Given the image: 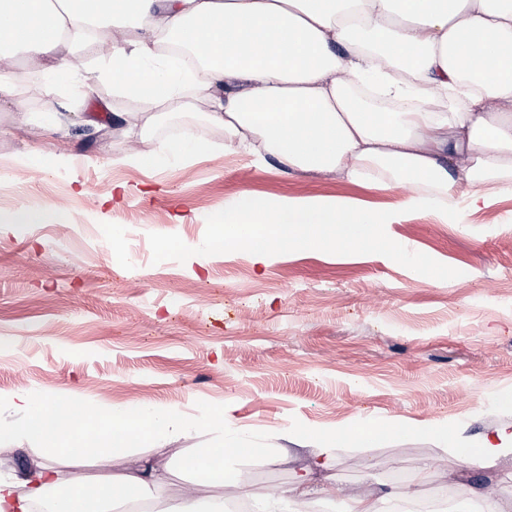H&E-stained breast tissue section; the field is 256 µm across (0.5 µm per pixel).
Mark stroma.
Masks as SVG:
<instances>
[{
  "mask_svg": "<svg viewBox=\"0 0 512 512\" xmlns=\"http://www.w3.org/2000/svg\"><path fill=\"white\" fill-rule=\"evenodd\" d=\"M56 62L78 83L59 89L53 131L40 121L47 97L0 107V212L59 211L49 224L0 226V397L12 412L32 392L188 416L200 400L229 406L239 431L270 434L279 452L273 463L231 462L251 485L250 512L326 455L342 493L318 498L323 512H347L350 496L373 486L409 499L426 460L421 499L464 485L512 512V456L487 467L454 452L512 424V195L446 220L402 216L364 256L312 246L258 263L228 241L204 257L193 244L219 238L216 213L244 192L383 208L409 190L382 194L272 157L254 168L225 150L199 106L128 132L123 115L143 103L99 80L82 48ZM187 126L204 156L149 173L125 164ZM395 416L408 433L324 449L330 432ZM447 423L453 436L437 431ZM202 440L178 433L104 464L50 460L14 441L0 444V473L50 461L69 487L149 459L167 472L164 492L143 495L155 507L188 490L232 498L175 470Z\"/></svg>",
  "mask_w": 512,
  "mask_h": 512,
  "instance_id": "stroma-1",
  "label": "stroma"
}]
</instances>
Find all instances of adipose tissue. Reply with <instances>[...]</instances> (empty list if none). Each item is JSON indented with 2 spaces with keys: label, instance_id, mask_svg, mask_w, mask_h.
I'll list each match as a JSON object with an SVG mask.
<instances>
[{
  "label": "adipose tissue",
  "instance_id": "1",
  "mask_svg": "<svg viewBox=\"0 0 512 512\" xmlns=\"http://www.w3.org/2000/svg\"><path fill=\"white\" fill-rule=\"evenodd\" d=\"M0 16V102L24 105L7 72L14 51L50 88L63 79L50 67L57 49L82 46L99 53L100 79L147 105L136 122L198 98L228 146L255 163L271 155L294 171L414 190L385 213L347 198L241 194L216 222L257 262L318 242L359 251L401 213H453L464 185L472 211L512 194V0H0ZM114 30L125 39L110 42ZM171 41L200 64L166 53ZM433 98L446 111L422 109ZM234 456L205 448L185 466L240 489ZM59 483L50 464L0 481V512H29ZM165 484L164 472L138 461L111 481L70 488L66 512H104ZM337 490L324 460L283 499Z\"/></svg>",
  "mask_w": 512,
  "mask_h": 512
}]
</instances>
